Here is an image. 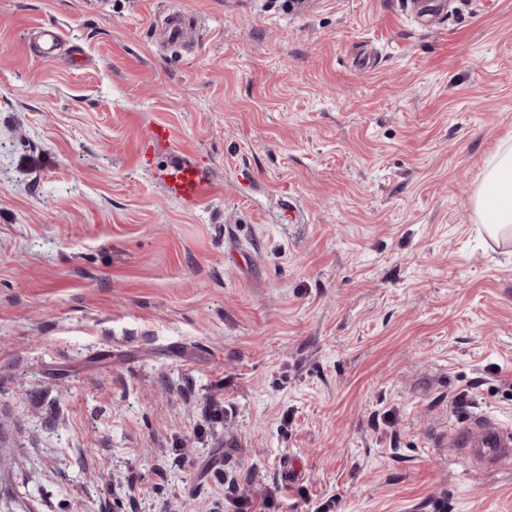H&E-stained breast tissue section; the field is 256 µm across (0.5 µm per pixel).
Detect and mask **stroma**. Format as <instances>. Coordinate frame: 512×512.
Here are the masks:
<instances>
[{"mask_svg": "<svg viewBox=\"0 0 512 512\" xmlns=\"http://www.w3.org/2000/svg\"><path fill=\"white\" fill-rule=\"evenodd\" d=\"M506 142L512 0H0V512H512ZM40 53L44 60H53L63 42L61 31L56 26L41 27L38 31ZM483 186L475 199V208L495 235L512 232V144L498 151L488 161ZM488 216L490 219H488ZM170 198L192 210L214 192L206 173L194 163L177 156L158 171ZM490 435L494 436L496 445L493 448H488L489 455L495 459H502L511 456V428H503L498 424H492L490 428Z\"/></svg>", "mask_w": 512, "mask_h": 512, "instance_id": "1", "label": "stroma"}]
</instances>
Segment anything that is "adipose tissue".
Returning <instances> with one entry per match:
<instances>
[{
  "label": "adipose tissue",
  "mask_w": 512,
  "mask_h": 512,
  "mask_svg": "<svg viewBox=\"0 0 512 512\" xmlns=\"http://www.w3.org/2000/svg\"><path fill=\"white\" fill-rule=\"evenodd\" d=\"M483 185L475 199L477 212L487 217L492 234L512 233V144L488 160Z\"/></svg>",
  "instance_id": "ef3b65f1"
}]
</instances>
